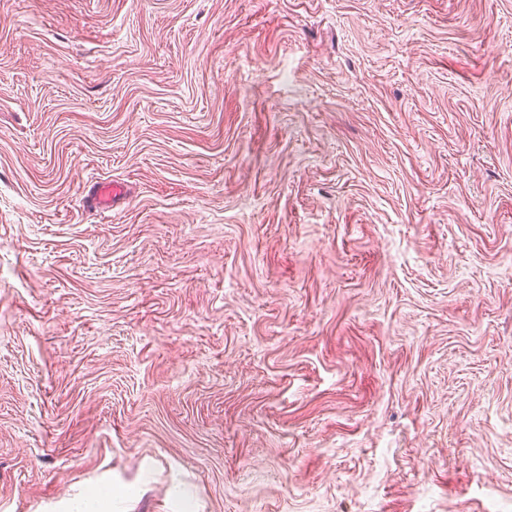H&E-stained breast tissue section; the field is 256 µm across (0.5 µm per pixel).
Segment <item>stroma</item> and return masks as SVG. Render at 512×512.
<instances>
[{
  "instance_id": "1",
  "label": "stroma",
  "mask_w": 512,
  "mask_h": 512,
  "mask_svg": "<svg viewBox=\"0 0 512 512\" xmlns=\"http://www.w3.org/2000/svg\"><path fill=\"white\" fill-rule=\"evenodd\" d=\"M97 491L512 512V0H0V512Z\"/></svg>"
}]
</instances>
